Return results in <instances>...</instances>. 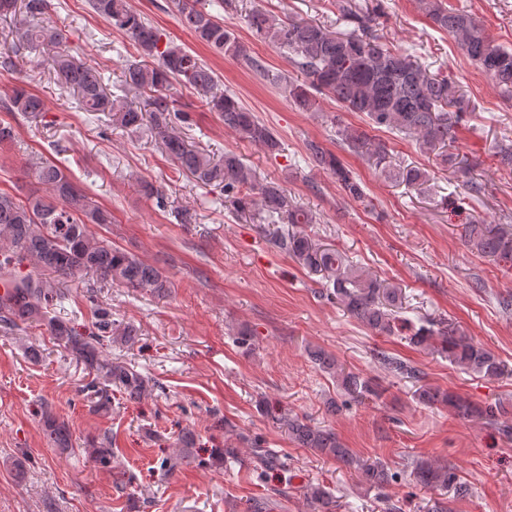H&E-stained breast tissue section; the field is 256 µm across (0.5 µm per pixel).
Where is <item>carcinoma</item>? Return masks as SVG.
Masks as SVG:
<instances>
[{"label": "carcinoma", "instance_id": "cac0c4a2", "mask_svg": "<svg viewBox=\"0 0 512 512\" xmlns=\"http://www.w3.org/2000/svg\"><path fill=\"white\" fill-rule=\"evenodd\" d=\"M90 9L113 29L130 37L141 61L125 70L124 86L147 96L141 108L123 103L109 91L102 72L66 50L57 29L45 24L50 0H0V18L21 16L14 29L16 50L41 55L38 64L52 69L62 85L73 92L77 107L96 117L105 116L112 128L137 131L148 124L162 138L164 148L178 171L192 176L233 199L237 209L250 212L259 207L269 223L283 228L272 244L303 268L326 281L321 296L336 303L351 318L383 336H398L405 328L400 317L402 290L349 263L337 250L316 242L305 229L313 223L307 211L293 207L283 191L260 183L253 169L233 152L216 160L202 149L189 145L183 128L192 125V116L183 110L173 89H190L220 114L224 128L263 148L269 155L281 150L271 129L245 108L239 98L218 89L211 67L197 55L174 43L162 30L133 10L129 0H88ZM181 26L214 51L246 60L252 69L278 83L281 76H269L260 60L250 54L248 43L236 37L220 17L207 10L206 0H174ZM420 9L432 23L459 44L465 56L486 73L502 93L512 95V51L485 34L476 16L467 9L447 5L443 0H419ZM355 27L347 33L331 31L303 19L281 18L265 9L247 15L251 33L267 40L287 54L306 76L304 84L288 85V96L302 112L315 111L314 93L330 95L347 111L360 112L374 129L386 128L415 139L419 147L438 152L445 163L454 161L444 149L455 139V131L466 122L469 101L456 88L450 76L432 73L406 50L392 48L373 33L372 19L350 13ZM4 109L25 117L47 111L42 97L22 87L3 104ZM336 136L351 153L364 155L384 179L407 187L421 186L429 174L415 165L393 164L385 144L367 133L336 121ZM313 166L336 178L346 195L364 199L361 182L353 177L335 154L320 145H307ZM35 178L44 193L33 192L24 200L0 194V279L11 287L0 293V322L9 329L31 324L47 327L53 339L84 366L92 380L86 385L97 397L98 408L110 404L108 391L116 387L129 400H139L149 391L151 379L127 362L104 353V343L132 346L139 328L112 319V311L96 303L91 306L93 330H82L56 315L62 303L64 282L91 272L105 284H118L163 296L167 279L153 264L100 238L93 227L112 223V213L96 204L66 173L61 163L40 161ZM465 239L480 254L512 262V229L466 223ZM20 268L26 272L20 276ZM415 347L440 351L454 368L487 379L505 374L503 362L483 344L446 318L424 317L409 336ZM318 368L336 379L344 403H362L381 397L370 380L347 370L336 356L319 348L309 350ZM374 360L389 375L421 381V371L410 362L383 350H374ZM425 404L442 402L457 416L483 424H496L512 435V424L503 420L501 404L474 405L452 392L425 385L417 388ZM260 410L284 430L288 439L323 458L332 459L355 472L370 489L383 491L396 478L387 465L375 458H364L345 447L329 427L311 424L297 415L263 403ZM44 429L49 441L65 452L73 449L68 423L48 415ZM195 434L187 431L177 439V451L160 463L170 475L181 466L213 467L237 457L231 446L215 450L207 460L198 458ZM83 449L94 462L107 465L112 460V440H86ZM252 455L265 470L284 467L280 455L259 442L252 444ZM413 480L428 489L453 493L450 500H435L429 512H455L453 499L469 494L454 468L424 459L413 462ZM304 496L311 512H336V497L324 485L310 484Z\"/></svg>", "mask_w": 512, "mask_h": 512}]
</instances>
